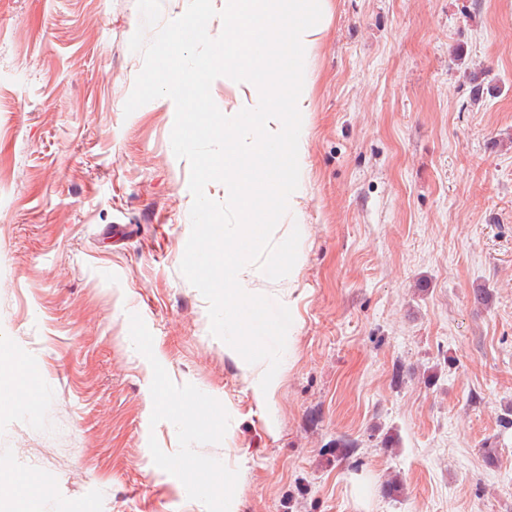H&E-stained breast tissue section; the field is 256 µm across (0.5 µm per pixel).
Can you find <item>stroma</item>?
<instances>
[{"instance_id": "obj_1", "label": "stroma", "mask_w": 512, "mask_h": 512, "mask_svg": "<svg viewBox=\"0 0 512 512\" xmlns=\"http://www.w3.org/2000/svg\"><path fill=\"white\" fill-rule=\"evenodd\" d=\"M140 23L0 0V385L41 382L0 475L43 512H512V0H328L266 392L180 271L174 104L124 112ZM19 479H25L27 492L16 502V512H41L40 510V492L35 478L30 474L18 473Z\"/></svg>"}]
</instances>
